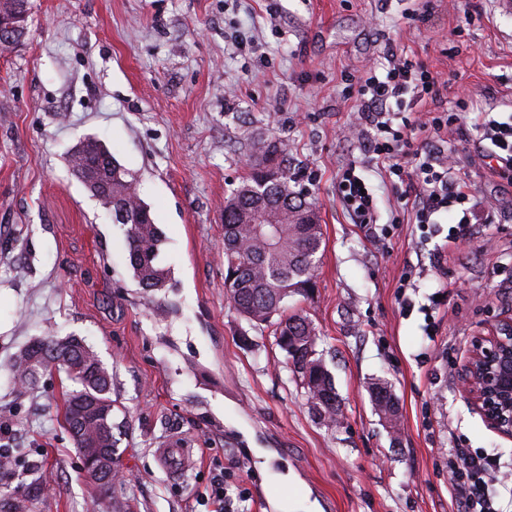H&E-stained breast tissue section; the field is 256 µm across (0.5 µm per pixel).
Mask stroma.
<instances>
[{
  "instance_id": "35a3bbf8",
  "label": "stroma",
  "mask_w": 512,
  "mask_h": 512,
  "mask_svg": "<svg viewBox=\"0 0 512 512\" xmlns=\"http://www.w3.org/2000/svg\"><path fill=\"white\" fill-rule=\"evenodd\" d=\"M29 33L0 49V446L49 476L29 512H89L84 478L57 414L71 387L50 370L18 391L6 363L53 328L77 336L112 376V486L123 512H456L448 451L495 456L489 484L512 512V437L491 428L460 373L480 326L512 318V186L476 145L481 113L512 114V10L497 0H31ZM425 63L436 100L413 113L476 104L439 134L459 159L478 224L450 241L458 210L422 226L352 127L346 75ZM106 145L165 236L168 288H140L126 227L110 223L71 172L80 141ZM275 144L318 213L322 254L306 316L341 402L315 416L272 333L257 335L224 289V200L253 140ZM355 165L377 221L353 223L336 187ZM418 267L411 285L402 274ZM411 301L401 309L397 296ZM387 386L395 421L371 388ZM191 441L197 462L173 476L155 448Z\"/></svg>"
}]
</instances>
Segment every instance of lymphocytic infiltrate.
<instances>
[{"label":"lymphocytic infiltrate","mask_w":512,"mask_h":512,"mask_svg":"<svg viewBox=\"0 0 512 512\" xmlns=\"http://www.w3.org/2000/svg\"><path fill=\"white\" fill-rule=\"evenodd\" d=\"M347 85L353 90L355 115L368 134V145L386 164L390 175L396 176L399 197L410 207L415 223H437L449 207L459 204L464 208L463 215L451 227L449 235L456 238L469 233L474 216L473 209L467 206L469 187L457 174L447 150L433 138L434 133L460 123L462 113L444 112L426 120L408 117L398 128L389 122L394 106L401 104L405 95L422 100L437 98L440 94L437 78L422 62L394 53L384 72L348 76ZM478 130L493 147L496 175L512 184V115L501 121L484 114ZM337 189L354 223H375L373 194L354 168L341 172ZM448 468L461 512H497L488 487L490 478L499 470L494 456L452 448L448 451Z\"/></svg>","instance_id":"1"}]
</instances>
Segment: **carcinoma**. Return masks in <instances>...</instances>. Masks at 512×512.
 <instances>
[{
    "label": "carcinoma",
    "instance_id": "1",
    "mask_svg": "<svg viewBox=\"0 0 512 512\" xmlns=\"http://www.w3.org/2000/svg\"><path fill=\"white\" fill-rule=\"evenodd\" d=\"M251 151L254 159L250 173L224 204V288L233 298L237 313L251 328L272 329L298 377H303L308 364L320 368L317 386L306 384L304 388L312 410L334 424L339 412L337 396L332 376L316 357L317 336L303 316L287 314L288 299L303 295L312 287L324 243L322 225L303 191L291 186L292 177L284 161L277 157L275 147L256 140ZM69 164L74 176L112 215V223H122L121 211L128 216V260L139 286L147 290L166 287L167 272L160 264L163 232L113 154L96 141H86L69 158ZM260 203L280 214L282 223H251L252 213ZM56 349L68 357L54 367L74 384L63 406V423H68V410L74 402L93 398L107 409L102 424L108 433L102 436L101 444L116 447L117 439L110 432L112 376L83 340L74 336L33 339L8 365L14 386L26 390L35 387L39 380L34 373L36 363ZM16 463L17 456L0 449V481L14 475ZM28 470L34 479L15 488V512L29 508L32 491L43 479L40 461H29Z\"/></svg>",
    "mask_w": 512,
    "mask_h": 512
}]
</instances>
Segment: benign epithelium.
Returning <instances> with one entry per match:
<instances>
[{"label":"benign epithelium","mask_w":512,"mask_h":512,"mask_svg":"<svg viewBox=\"0 0 512 512\" xmlns=\"http://www.w3.org/2000/svg\"><path fill=\"white\" fill-rule=\"evenodd\" d=\"M461 381L486 421L502 434L512 435V320L485 327L473 337ZM78 452L86 478L107 485L115 473L112 450L96 448L86 439Z\"/></svg>","instance_id":"1"}]
</instances>
